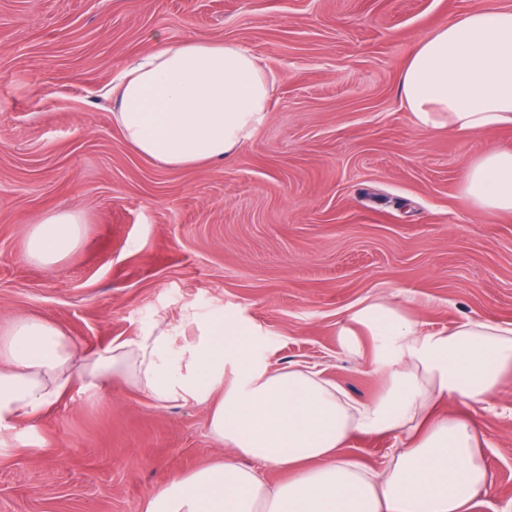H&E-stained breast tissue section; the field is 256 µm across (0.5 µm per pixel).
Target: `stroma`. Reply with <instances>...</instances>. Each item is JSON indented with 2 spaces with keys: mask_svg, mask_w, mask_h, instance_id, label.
Masks as SVG:
<instances>
[{
  "mask_svg": "<svg viewBox=\"0 0 512 512\" xmlns=\"http://www.w3.org/2000/svg\"><path fill=\"white\" fill-rule=\"evenodd\" d=\"M490 8L512 0H0V327L35 314L97 349L220 308L271 366L370 400L384 380L336 326L364 298L431 329L512 322V213L462 193L512 129L418 128L398 83L420 39ZM158 35L241 43L275 75L266 124L229 162L170 170L125 144L103 91ZM67 210L81 245L30 262L28 222ZM496 404L448 403L486 436L472 512H512V378ZM223 453L205 406L77 387L0 430V512H142L162 479Z\"/></svg>",
  "mask_w": 512,
  "mask_h": 512,
  "instance_id": "stroma-1",
  "label": "stroma"
}]
</instances>
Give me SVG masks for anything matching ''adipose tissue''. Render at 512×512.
Instances as JSON below:
<instances>
[{"mask_svg":"<svg viewBox=\"0 0 512 512\" xmlns=\"http://www.w3.org/2000/svg\"><path fill=\"white\" fill-rule=\"evenodd\" d=\"M275 78L246 46L159 40L128 61L107 90L124 141L168 169L230 160L269 117ZM416 126L460 136L512 128V9L473 12L422 38L400 78ZM471 207L512 212V149H490L464 170ZM79 214L30 224L29 260L53 267L81 242ZM360 358L371 336L372 400L351 397L308 367L273 369L236 322L184 311L140 336L90 352L53 322L18 315L0 329V428L35 421L75 384L120 379L157 405L209 408L223 458L164 479L143 512H470L489 477L484 435L444 401L493 409L512 372V324L467 320L425 329L383 297L338 324ZM392 437L386 464L369 468L343 447L352 434ZM285 473L272 483L267 473Z\"/></svg>","mask_w":512,"mask_h":512,"instance_id":"ef3b65f1","label":"adipose tissue"}]
</instances>
